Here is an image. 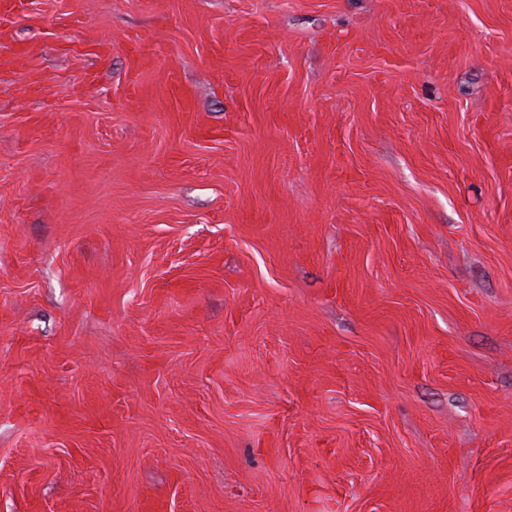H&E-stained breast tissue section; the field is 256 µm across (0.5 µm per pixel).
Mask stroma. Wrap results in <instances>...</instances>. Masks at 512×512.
Wrapping results in <instances>:
<instances>
[{"mask_svg":"<svg viewBox=\"0 0 512 512\" xmlns=\"http://www.w3.org/2000/svg\"><path fill=\"white\" fill-rule=\"evenodd\" d=\"M0 512H512V0L0 23Z\"/></svg>","mask_w":512,"mask_h":512,"instance_id":"35a3bbf8","label":"stroma"}]
</instances>
